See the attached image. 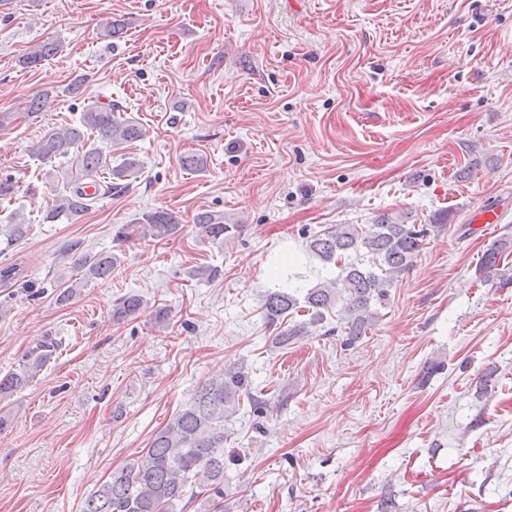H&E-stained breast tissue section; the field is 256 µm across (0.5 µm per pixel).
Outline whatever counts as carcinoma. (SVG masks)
<instances>
[{
    "label": "carcinoma",
    "instance_id": "cac0c4a2",
    "mask_svg": "<svg viewBox=\"0 0 512 512\" xmlns=\"http://www.w3.org/2000/svg\"><path fill=\"white\" fill-rule=\"evenodd\" d=\"M58 46L44 42L21 56L24 68H33L53 57ZM116 104L86 109L79 124L53 129L31 146L38 161L52 164L69 154L77 157L79 173L69 176L63 189L53 194L42 221L56 224L72 222L86 214L105 194L120 195L127 191L130 178L141 169L139 160L125 157L115 167H108L101 145L120 148L141 139L142 127L117 115ZM109 170L111 180L100 175ZM89 184L99 187V195L85 192ZM200 234L213 243L222 244L235 237L240 225L224 223V215L202 212L194 218ZM445 227L434 224H410L401 214H384L366 228L358 224H328L305 237L304 251L323 264L338 269L302 294L275 290L265 295L262 314L266 324L276 331L274 342L282 348L295 345L314 334L317 326L336 318L328 329L341 337V346L352 348L367 336L379 321L380 309L389 301L394 280L407 273L426 245L427 237ZM181 230L179 218L167 211L150 210L132 224L116 227L113 242L118 248L94 254H81L74 260L83 280L105 281L120 262L121 246L132 239L170 240ZM20 211L11 213L8 223L0 224V253L28 235ZM512 241L503 239L487 248L476 274L484 281L499 277V286L512 285V275L500 272L503 253ZM197 280L213 281L221 276L215 265H201L189 271ZM145 308L143 298L128 294L112 308V318L127 321L137 318ZM309 318L296 320L300 310ZM61 343L46 339L30 349L20 370L0 378V399H6L31 383L46 366ZM255 413L263 411L266 401L252 388L250 373L242 364L224 368L216 378L199 385L189 404L155 432L139 458L112 471L85 501L82 512H176L177 507L194 490L224 498V441L228 439L224 422L237 415L241 402Z\"/></svg>",
    "mask_w": 512,
    "mask_h": 512
}]
</instances>
